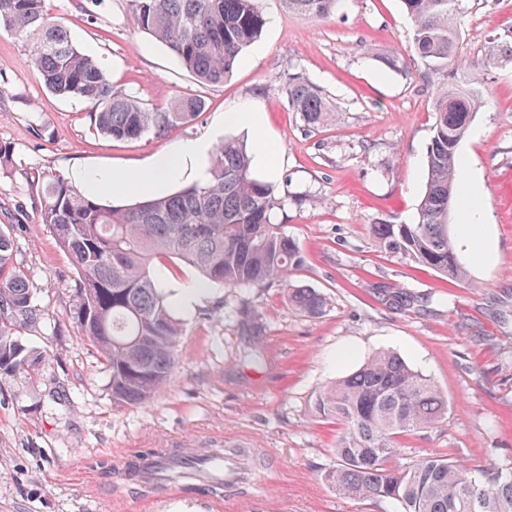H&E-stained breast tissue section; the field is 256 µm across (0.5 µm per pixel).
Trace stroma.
Instances as JSON below:
<instances>
[{
	"label": "stroma",
	"mask_w": 512,
	"mask_h": 512,
	"mask_svg": "<svg viewBox=\"0 0 512 512\" xmlns=\"http://www.w3.org/2000/svg\"><path fill=\"white\" fill-rule=\"evenodd\" d=\"M267 23L232 75L199 83L174 53L136 29L128 0H48L52 21L98 58L114 90L168 111L199 96L194 120L162 136L113 139L90 122L87 102L57 96L30 63L27 43L0 30V229L32 291L19 333L36 366L0 374V512H400L381 500L345 498L327 481L340 427L313 411L317 392L379 350L399 353L448 397V417L401 437V462L444 453L468 469L512 463V63L485 71L488 103L461 144L484 192L492 261L458 256L466 282L379 250L372 224H413L425 189L433 94L409 51L401 0H346L324 20L263 0ZM460 36L477 58L512 41V0H466ZM398 57L400 69L386 60ZM320 86L334 122L306 126L289 112V75ZM264 112L258 134L226 126L224 112ZM266 148L283 201L276 221L305 257L294 285L327 300L309 317L281 285L200 288L174 258L154 261L165 293H196L177 366L149 402L112 401L102 356L73 319V265L40 218V178L79 168L146 175L152 157L199 138ZM258 352L250 360L249 352ZM250 449L251 484L211 497L173 483L144 489L122 472L151 448Z\"/></svg>",
	"instance_id": "35a3bbf8"
}]
</instances>
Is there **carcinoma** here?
<instances>
[{"label":"carcinoma","instance_id":"obj_1","mask_svg":"<svg viewBox=\"0 0 512 512\" xmlns=\"http://www.w3.org/2000/svg\"><path fill=\"white\" fill-rule=\"evenodd\" d=\"M136 28L166 45L202 84L224 82L242 52L266 24L262 0H129ZM285 11L312 19L337 14L343 0H280ZM413 23L411 51L434 90L436 120L427 153V180L415 224H374L377 245L450 280L465 281L448 213L458 195L459 147L484 106L482 69L512 62V44L493 46L485 58L463 56L458 19L464 0H402ZM0 28L30 44V62L53 94L90 105V119L114 139H138L187 123L205 107L202 98L168 112L112 89L101 63L79 49L66 28L50 20L45 0H0ZM288 107L318 127L332 118L325 93L303 77L288 78ZM281 202L257 178L251 157L226 139L207 165L204 180L179 191L127 206H110L83 194L57 173L42 176V223L71 257L76 272L77 329L105 358L112 400L135 405L155 397L169 382L183 335L167 295L151 274L165 255L193 268L206 286L241 288L279 283L288 300L316 317L326 298L289 283L305 262L296 243L275 222ZM13 243L0 229V371L31 365L16 338L33 315L27 276L9 271ZM315 413L342 427L327 474L337 493L384 499L402 512H512V468L490 467L474 475L440 454L401 466L399 438L440 422L448 399L427 376L399 355L376 352L353 373L320 390ZM209 462L206 455L176 459L178 478Z\"/></svg>","mask_w":512,"mask_h":512}]
</instances>
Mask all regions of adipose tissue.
<instances>
[{
  "label": "adipose tissue",
  "instance_id": "adipose-tissue-1",
  "mask_svg": "<svg viewBox=\"0 0 512 512\" xmlns=\"http://www.w3.org/2000/svg\"><path fill=\"white\" fill-rule=\"evenodd\" d=\"M207 144L190 142L175 151L157 153L150 165L148 179L140 180L125 172L86 171L73 172L72 179L85 193L99 195L113 191L118 195L149 196L160 193L175 178L193 172L196 178H204L205 169L200 164ZM462 194L465 198L464 212L459 233L465 246L476 261L490 260L495 253V244L488 233L479 231L483 217V187L477 178H469Z\"/></svg>",
  "mask_w": 512,
  "mask_h": 512
}]
</instances>
